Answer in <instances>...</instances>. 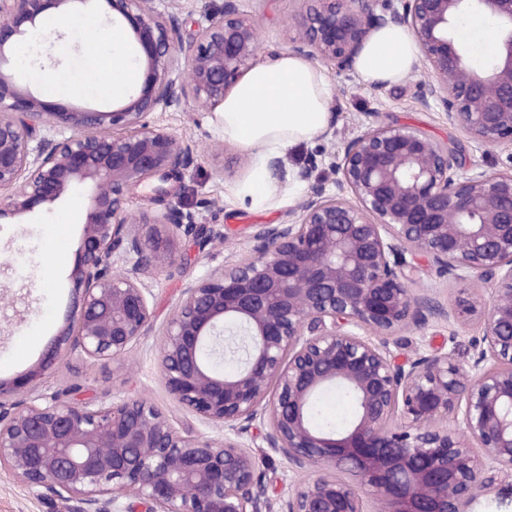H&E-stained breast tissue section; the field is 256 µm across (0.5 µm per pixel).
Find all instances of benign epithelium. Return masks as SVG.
Here are the masks:
<instances>
[{
  "mask_svg": "<svg viewBox=\"0 0 512 512\" xmlns=\"http://www.w3.org/2000/svg\"><path fill=\"white\" fill-rule=\"evenodd\" d=\"M71 2L0 0V220L87 200L71 309L35 364L0 377V469L70 512H270L261 442L301 475L277 494L278 512H470L512 476V0H299L293 53L346 74L374 31L398 26L426 74L417 105L508 154L491 171L463 161L454 137L371 124L337 156L334 188L310 185L288 220L253 225L249 260L189 281L160 373L219 438L175 427L141 398L76 401L44 381L74 355L125 354L152 326L148 279L180 266L183 246L224 239L166 187L201 156L147 115L224 106L257 65L258 19L237 0L204 24L185 0H105L130 30L141 87L110 109L58 108L3 65L22 25ZM474 14L492 21L481 66L460 30ZM186 30L184 53L175 37ZM149 179L164 208L136 214L131 195ZM420 258L490 285L491 300L451 307L412 293ZM431 320L476 323L485 347L465 367L440 350L394 351L402 331ZM233 328L246 354L218 373L202 350ZM334 388L355 411L326 433L309 407Z\"/></svg>",
  "mask_w": 512,
  "mask_h": 512,
  "instance_id": "benign-epithelium-1",
  "label": "benign epithelium"
}]
</instances>
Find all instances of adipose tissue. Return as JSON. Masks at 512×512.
<instances>
[{
    "label": "adipose tissue",
    "instance_id": "obj_1",
    "mask_svg": "<svg viewBox=\"0 0 512 512\" xmlns=\"http://www.w3.org/2000/svg\"><path fill=\"white\" fill-rule=\"evenodd\" d=\"M91 40L110 48L98 67L106 80L135 81L125 54L117 50L122 43L119 32L95 29ZM418 55L415 42L404 29L388 26L373 33L357 57L355 69L365 81L394 84L408 77ZM332 99V87L323 72L292 52L280 53L246 74L219 111L225 140L254 152L247 178L235 189L240 201L257 208L296 196L297 187L281 186L271 176L268 164L328 128Z\"/></svg>",
    "mask_w": 512,
    "mask_h": 512
}]
</instances>
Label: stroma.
<instances>
[{"label": "stroma", "mask_w": 512, "mask_h": 512, "mask_svg": "<svg viewBox=\"0 0 512 512\" xmlns=\"http://www.w3.org/2000/svg\"><path fill=\"white\" fill-rule=\"evenodd\" d=\"M239 8L259 20V56H266L272 49L288 50L293 34L294 0H239ZM104 10L100 0H79L78 4L67 5L65 12L49 15L43 22L45 35L31 53L30 67L18 71L17 81L60 106L85 101L103 106L112 104V95L91 93L84 87L92 62L84 18ZM326 77L333 88L329 134L299 144L286 153L283 162L287 171L306 168L312 180L334 181L336 172L329 165L330 154L340 151L357 130L369 123L397 121L424 128L439 139L454 133L444 113L427 112L416 104L418 73H410L402 82L379 90L356 74L348 77L330 70ZM148 120L151 125L186 137L196 145L202 158L200 166L170 181L169 187L188 208L194 207L201 197L217 198L216 206L200 211L198 221L223 229L227 241L202 252L189 248L180 268L163 271L153 279L150 299L153 323L147 334L132 345L128 355L110 360L72 358L47 379L46 386L53 391H71L73 398L86 401L143 398L164 412L177 428L215 436L218 428L203 424L185 411L162 382L159 352L163 331L188 281L249 259L254 246L253 225L287 220L291 205L285 202L272 209L255 210L236 198L234 189L245 179L248 170L241 166L234 174H225L223 159L211 156L212 144L224 138L216 113L191 105L181 112L150 113ZM86 206L85 199L74 194L41 206L30 215L14 218L12 223H0V256L11 253L18 256L12 269L0 272L2 377L14 376L35 363L63 322ZM412 288L417 292L432 289L441 300L451 303L462 298L485 303L491 295L487 285L469 280L452 281L433 270L417 274ZM481 336L475 324L457 329L432 320L423 327L409 328L399 342L405 353L436 348L451 351L454 361L464 365L481 347ZM0 512H68V506L48 493L33 495L0 472Z\"/></svg>", "instance_id": "stroma-1"}]
</instances>
